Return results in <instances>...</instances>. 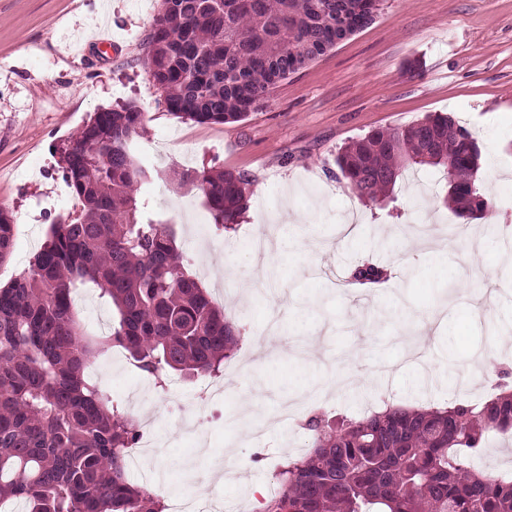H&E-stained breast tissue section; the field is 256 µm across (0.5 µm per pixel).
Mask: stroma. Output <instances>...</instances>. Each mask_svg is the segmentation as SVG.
<instances>
[{"mask_svg":"<svg viewBox=\"0 0 512 512\" xmlns=\"http://www.w3.org/2000/svg\"><path fill=\"white\" fill-rule=\"evenodd\" d=\"M160 0H0V205L15 224L0 284L18 276L50 228L81 203L68 185L62 152L100 109L133 102L146 115L139 142L151 180L140 200L168 219L188 270L238 321L241 340L221 373L224 391L203 403L207 378L169 373L165 386L128 354L96 355L91 378L118 408L148 423L154 439L130 463L135 482L160 484L168 500L195 496L223 512H258L277 489L285 459L307 450L298 425H273L246 438L245 410L272 418L282 396L302 409L355 417L385 401L444 405L487 396L463 384L472 353H493V376L512 371V0H385L375 21L274 91L240 122L201 124L172 114L145 63L144 40ZM112 30L99 49L95 25ZM451 114L482 146L479 188L487 208L460 218L443 204L441 173L421 169L397 181L390 198L361 200L336 165L341 148L376 129L405 127L429 113ZM246 173L248 209L233 232L216 230L203 193L177 185L186 169ZM278 228L272 267L263 270L250 239ZM473 242L469 263L432 256L449 226ZM386 264L390 279L345 294L341 283L364 259ZM488 293L471 319L447 308L423 360L407 358L405 319L425 322L461 290ZM77 305L85 331L110 333L111 303L86 285ZM280 334L263 335L269 313ZM204 420L206 448L184 434L186 414ZM492 475L512 472V436L498 435L473 459Z\"/></svg>","mask_w":512,"mask_h":512,"instance_id":"obj_1","label":"stroma"}]
</instances>
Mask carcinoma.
I'll use <instances>...</instances> for the list:
<instances>
[{
	"instance_id": "carcinoma-1",
	"label": "carcinoma",
	"mask_w": 512,
	"mask_h": 512,
	"mask_svg": "<svg viewBox=\"0 0 512 512\" xmlns=\"http://www.w3.org/2000/svg\"><path fill=\"white\" fill-rule=\"evenodd\" d=\"M383 0H161L146 36L147 64L168 108L197 123L230 124L265 107L277 86L369 26ZM145 114L129 102L96 112L64 150L81 207L51 227L42 248L0 286V504L26 512H163L131 480L127 449L141 437L85 376L113 345L154 377L211 375L234 355L240 331L184 264L173 225L139 201L149 171L136 159ZM342 177L382 202L416 166L443 169L444 204L461 217L487 206L476 185L482 152L450 116L373 130L336 157ZM213 224L231 230L248 207L249 178L234 169L184 170ZM14 224L0 206V264ZM365 261L346 288L379 284ZM92 283L115 307L109 335L88 338L74 291ZM308 451L280 467L259 512H512V474L475 471L489 434L512 433V390L446 407L388 406L355 418L312 412Z\"/></svg>"
}]
</instances>
